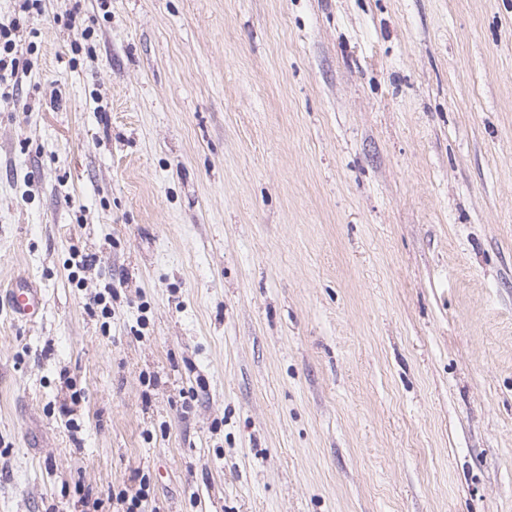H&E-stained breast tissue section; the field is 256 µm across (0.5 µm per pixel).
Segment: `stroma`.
Returning <instances> with one entry per match:
<instances>
[{
  "label": "stroma",
  "instance_id": "obj_1",
  "mask_svg": "<svg viewBox=\"0 0 512 512\" xmlns=\"http://www.w3.org/2000/svg\"><path fill=\"white\" fill-rule=\"evenodd\" d=\"M26 27L0 300L43 310L0 303V512H512V0ZM11 307L15 315L24 321H31L37 315L42 304V296L38 288L24 281L10 295ZM140 488L136 491L135 495L129 497L127 490L121 489L117 493L112 492V502L116 500V504L121 506V512H141L142 502L148 497L146 484L141 483Z\"/></svg>",
  "mask_w": 512,
  "mask_h": 512
}]
</instances>
